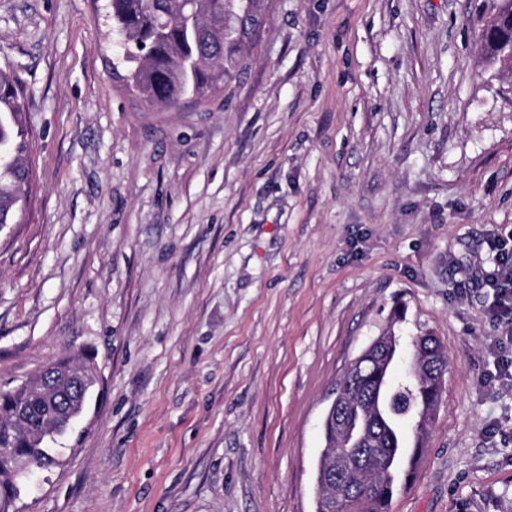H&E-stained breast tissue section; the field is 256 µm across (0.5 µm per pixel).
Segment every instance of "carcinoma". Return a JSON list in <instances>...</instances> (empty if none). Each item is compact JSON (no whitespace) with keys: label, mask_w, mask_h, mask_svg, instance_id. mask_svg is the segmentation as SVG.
<instances>
[{"label":"carcinoma","mask_w":512,"mask_h":512,"mask_svg":"<svg viewBox=\"0 0 512 512\" xmlns=\"http://www.w3.org/2000/svg\"><path fill=\"white\" fill-rule=\"evenodd\" d=\"M229 0H189L193 8L185 15L179 0H109L112 32L126 50L119 63L127 74L123 79L138 90L151 105L172 106L185 98L203 99L224 87V21ZM488 59L504 62L500 49L512 45V0H498L495 13L482 34ZM24 112L22 89L10 72L0 68V142L8 143L14 163L0 164V222L17 223V212L26 204L24 194L31 183L25 164L29 150L20 124ZM413 361L425 362L415 379L388 380L390 363L363 365L343 378L353 400L346 406L350 427L366 423L364 443L350 433L339 439L336 431L323 425L324 448L316 467L319 495L315 512H322L326 498H337L336 512H390L398 491L395 475L401 458L409 456L416 465L425 443V427L440 398L442 374L427 362L428 350L439 347L431 336H417L412 342ZM76 397L56 400L53 408L45 402V388L29 378L19 385H0V512H15L20 479L32 469L60 465L54 445L68 433L58 416H78ZM415 429L413 446H408L405 426ZM370 450L372 464L353 467L341 485L325 488L322 477L338 457L350 461Z\"/></svg>","instance_id":"carcinoma-1"}]
</instances>
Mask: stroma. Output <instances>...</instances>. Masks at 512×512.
<instances>
[{"label":"stroma","instance_id":"obj_1","mask_svg":"<svg viewBox=\"0 0 512 512\" xmlns=\"http://www.w3.org/2000/svg\"><path fill=\"white\" fill-rule=\"evenodd\" d=\"M491 0H234L224 88L151 106L106 0H0L35 183L0 229V384L93 360L20 512H313L322 418L387 331L448 365L391 512H512V70ZM495 13L489 18L482 34L485 54L493 62L512 61L498 51L512 44V0H498ZM500 240L492 243L491 250L498 256L497 267L488 272L486 283L499 295L496 319L504 325L506 336L512 335V252L503 250ZM512 338V336H511Z\"/></svg>","mask_w":512,"mask_h":512}]
</instances>
